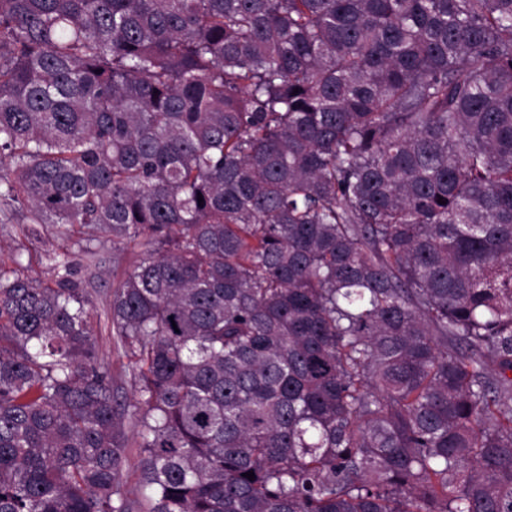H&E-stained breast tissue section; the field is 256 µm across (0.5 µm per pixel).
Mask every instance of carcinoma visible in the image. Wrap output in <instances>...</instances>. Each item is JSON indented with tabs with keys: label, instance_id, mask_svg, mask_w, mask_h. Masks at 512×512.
Returning a JSON list of instances; mask_svg holds the SVG:
<instances>
[{
	"label": "carcinoma",
	"instance_id": "1",
	"mask_svg": "<svg viewBox=\"0 0 512 512\" xmlns=\"http://www.w3.org/2000/svg\"><path fill=\"white\" fill-rule=\"evenodd\" d=\"M0 162L139 249L122 402L0 266V512H134L128 413L143 512H512V0H0ZM124 432L126 436V459L122 470V481L130 491L133 498L141 499L139 469H140V449L137 448L135 420L130 415L123 418Z\"/></svg>",
	"mask_w": 512,
	"mask_h": 512
}]
</instances>
